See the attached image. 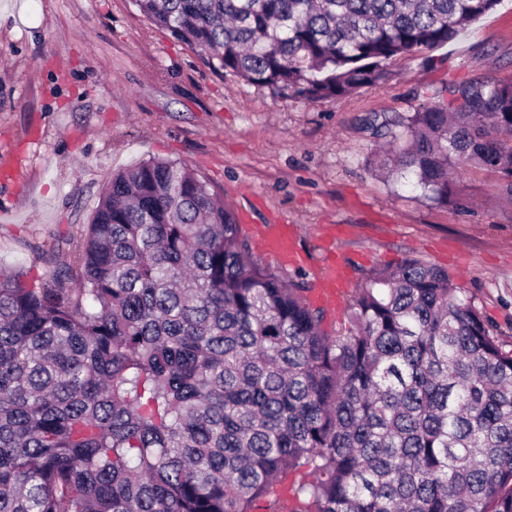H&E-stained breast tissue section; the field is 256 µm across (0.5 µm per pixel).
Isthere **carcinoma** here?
Returning <instances> with one entry per match:
<instances>
[{
	"instance_id": "carcinoma-1",
	"label": "carcinoma",
	"mask_w": 512,
	"mask_h": 512,
	"mask_svg": "<svg viewBox=\"0 0 512 512\" xmlns=\"http://www.w3.org/2000/svg\"><path fill=\"white\" fill-rule=\"evenodd\" d=\"M204 62L308 101L385 79L500 0H134ZM375 128L385 178L512 198V78ZM70 263L0 271V512H512V350L447 270L375 268L331 336L186 164L112 175Z\"/></svg>"
}]
</instances>
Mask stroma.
Segmentation results:
<instances>
[{"label":"stroma","mask_w":512,"mask_h":512,"mask_svg":"<svg viewBox=\"0 0 512 512\" xmlns=\"http://www.w3.org/2000/svg\"><path fill=\"white\" fill-rule=\"evenodd\" d=\"M387 77L309 102L209 68L134 0H0V271L50 273L113 173L150 158L194 169L250 241L300 225L355 279L419 257L448 269L512 347V199L469 167L440 207L393 184L364 124L437 103L445 87L512 77V0Z\"/></svg>","instance_id":"1"}]
</instances>
